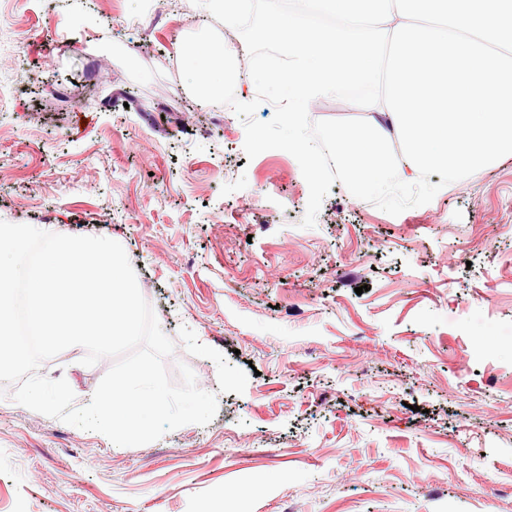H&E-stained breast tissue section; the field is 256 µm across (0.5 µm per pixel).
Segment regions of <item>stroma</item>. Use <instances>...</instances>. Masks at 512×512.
Wrapping results in <instances>:
<instances>
[{
  "instance_id": "35a3bbf8",
  "label": "stroma",
  "mask_w": 512,
  "mask_h": 512,
  "mask_svg": "<svg viewBox=\"0 0 512 512\" xmlns=\"http://www.w3.org/2000/svg\"><path fill=\"white\" fill-rule=\"evenodd\" d=\"M192 0H0V220L122 244L207 425L112 445L0 387V512H512V155L393 216L195 100ZM45 360L76 406L109 363Z\"/></svg>"
}]
</instances>
